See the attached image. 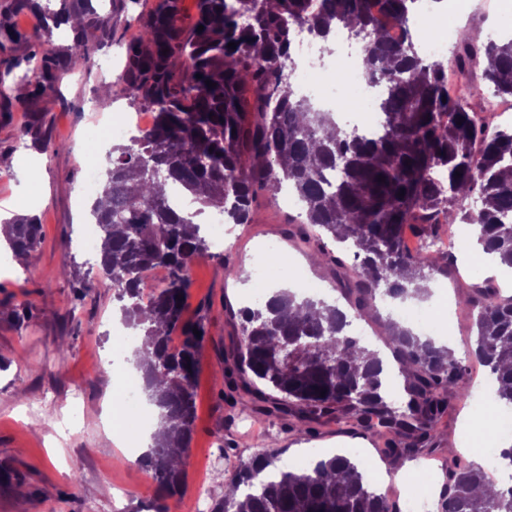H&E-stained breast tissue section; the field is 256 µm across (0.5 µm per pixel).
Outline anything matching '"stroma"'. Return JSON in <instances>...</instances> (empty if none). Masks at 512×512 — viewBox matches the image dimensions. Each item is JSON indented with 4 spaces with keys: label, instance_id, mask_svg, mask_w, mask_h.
<instances>
[{
    "label": "stroma",
    "instance_id": "stroma-1",
    "mask_svg": "<svg viewBox=\"0 0 512 512\" xmlns=\"http://www.w3.org/2000/svg\"><path fill=\"white\" fill-rule=\"evenodd\" d=\"M160 2L144 0L137 6L131 0H90L89 9L110 18L107 30L85 28L95 59L111 62L114 72L122 71L125 46L139 33L137 14ZM9 3L0 0V19L24 38L0 48V63L30 60L45 41V17L39 10L11 13ZM471 5V15L461 17L460 26L476 39L496 40L512 31V7L498 6L497 0H472ZM28 74H38L31 60ZM113 82L112 75L94 66L77 65L35 100L32 115L48 143L42 151L20 144V128L32 116L13 106L23 87L12 86L0 95V217L34 216L42 226L41 242L22 269L12 268L7 254H0V471L6 475L0 481V512H155L151 475L129 462L123 447L116 445L120 439L135 442V434L116 427L105 430L103 423L121 378L120 372L99 367L101 357L112 349L109 331L117 317L112 290L101 282L80 298L72 281L60 274L63 262L84 263L75 247L87 218L80 210L81 160L95 130L109 115L136 114L117 92L111 112L86 109V100L98 99L101 88ZM298 213V208L260 194L251 223L234 227L237 246L230 258L240 268V277L225 278L216 256L200 258L191 267L187 314L205 313L209 334L197 376L187 484L182 495L168 499L169 512H193L192 495L203 483L209 486L211 503H218L224 496L230 454L248 458L276 452L290 461L314 450L326 456L358 448L372 456L375 467L385 468L388 478L381 491L400 504L416 467L431 471L433 479L421 491L434 498L450 457L469 461L476 448L497 442L475 412L491 388L484 368L472 361L459 383L463 399H450L431 448L405 460L401 472L385 451L391 438L386 429L365 428L339 414L314 422L311 433H301L294 417L258 414L261 397L243 379L234 401L222 400L224 356L239 340L238 321L231 313L249 305L251 257L258 244L277 241L282 262L304 270L326 300L340 297L331 264L315 259V243L291 233ZM468 261V254L458 255L447 275L435 280L448 289V306L455 311L452 344L460 357L474 342L467 295L486 278L484 268H468Z\"/></svg>",
    "mask_w": 512,
    "mask_h": 512
}]
</instances>
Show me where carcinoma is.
<instances>
[{
    "mask_svg": "<svg viewBox=\"0 0 512 512\" xmlns=\"http://www.w3.org/2000/svg\"><path fill=\"white\" fill-rule=\"evenodd\" d=\"M179 2L165 0L163 8L140 17L138 38L127 45L116 86L152 110L155 120L106 154L98 192L106 204L91 208L102 228L98 277L111 285L123 325L138 338L132 364L142 394L158 412L159 428L140 462L164 501L184 487L182 461L197 419L207 325L205 317L189 318L186 311L191 266L209 254V242L186 228L206 209L247 224L256 187L272 197L288 188L302 206L297 230L352 252L349 265L336 256L330 261L349 309L359 313L380 296L416 300L414 279L432 282L443 273L437 259L447 252L429 248L434 227L450 213L474 226L482 252L512 269V126L488 131L475 123L471 109L448 100V59L424 57L413 37L420 0H378L381 12L404 24L398 43L376 27L371 0H276L274 10L271 0H197L188 31L180 25ZM338 27L367 34L364 78L382 87V133L375 138L331 132L333 115L314 108L295 85L296 30L329 49ZM82 31L81 25L72 28L66 58L43 51L44 82L16 99L22 111L51 88L64 62L90 63ZM454 58L460 72L479 69L495 93L512 97V37L480 42L464 32ZM22 63L0 71V87L24 81ZM208 80L216 86H207ZM171 187L198 208H172ZM476 194L481 207L475 210ZM409 228L426 240L415 251L406 245ZM4 233L11 251L27 256L40 243L41 224L17 218ZM157 268L166 277L145 301L142 289ZM468 303L475 310L471 357L487 371L496 407H512V296L479 288ZM241 318L235 370H222V399L233 398V372L250 374L279 394L259 412L291 413L307 431L342 412L392 432L390 455L413 457L434 438L448 396L463 397L457 390L460 361L399 322H390L388 341L409 400L397 409L386 400L378 353L351 333L348 312L338 305L282 290L245 308ZM277 457L254 455L227 471L229 492L214 512H398L347 456L287 470L275 466ZM439 512H512V490L486 482L480 464L455 463L448 467Z\"/></svg>",
    "mask_w": 512,
    "mask_h": 512,
    "instance_id": "1",
    "label": "carcinoma"
}]
</instances>
